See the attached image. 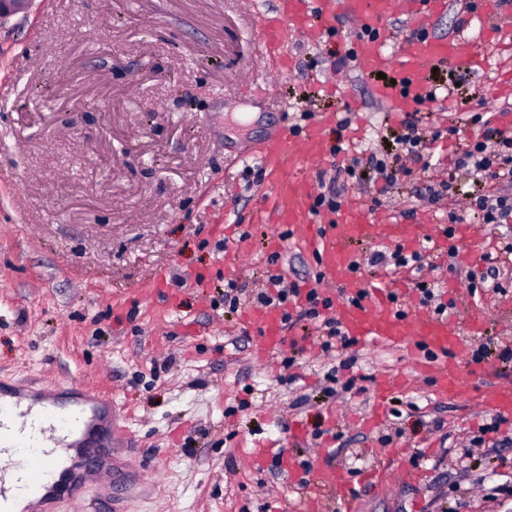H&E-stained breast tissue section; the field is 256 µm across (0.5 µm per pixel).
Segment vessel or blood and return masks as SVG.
Returning <instances> with one entry per match:
<instances>
[{"mask_svg":"<svg viewBox=\"0 0 512 512\" xmlns=\"http://www.w3.org/2000/svg\"><path fill=\"white\" fill-rule=\"evenodd\" d=\"M308 0H281L274 19L262 21L260 28L266 54L277 64L287 62L280 30L305 28ZM345 11L368 35L356 42V51L371 72L388 71L392 77L377 85L375 93L390 105L409 106L428 95L423 71L437 63L452 62L466 68H480L483 58L470 53L465 39L439 41L417 38L405 53L391 58L383 51L376 33L383 27L392 0H343ZM335 125L333 115L324 116L303 137L280 129L263 142L260 161L278 200V223L299 230L300 238L311 244L316 262L325 279L343 292L337 314L349 336L384 347L410 344L438 352L434 361L420 360L417 371L428 374L439 395L475 400L484 410L512 417V385H501L480 393L478 369L464 372L451 368L449 358L460 357L469 341L455 322L426 319L415 323L397 316L382 293L354 276L357 260L350 243L364 237L387 240L404 237L395 224H376L366 218L364 207L354 205L340 210L324 224L308 221L311 193L305 180L296 175L305 157L315 155L327 131ZM245 321L260 335V350L268 353L286 342L281 314L273 308L247 310ZM128 427L119 425L116 409L107 396L80 392L74 408L68 409L55 398H31L16 386L0 381V449L23 447L28 456L23 465L27 475L23 495L26 507L20 512H63L81 499L96 505V512H115L120 500L131 496L134 485L113 458L117 448L135 447Z\"/></svg>","mask_w":512,"mask_h":512,"instance_id":"vessel-or-blood-1","label":"vessel or blood"}]
</instances>
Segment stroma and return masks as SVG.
<instances>
[{
  "label": "stroma",
  "instance_id": "1",
  "mask_svg": "<svg viewBox=\"0 0 512 512\" xmlns=\"http://www.w3.org/2000/svg\"><path fill=\"white\" fill-rule=\"evenodd\" d=\"M276 11L277 0H34L0 21V379L75 380L131 412L142 498L129 512H299L309 488L278 467L283 451L342 473L350 497L322 493L323 512H503L512 500L491 493L512 480V418L490 431L493 413L439 398L414 375L394 394L416 409L364 423L382 378L411 373L425 348L358 343L353 367L336 371L352 390L330 398L315 323L289 329L305 350L286 365L280 352L259 354L240 313L210 306L218 286L262 288L272 271L316 285L317 263L295 238L268 263L266 240L286 227L255 217L266 193L257 144L326 112L349 118L341 153L309 168L315 182L354 157L395 158L404 132V113L374 94L377 74L356 60L332 68L358 31L344 10L317 38L288 31V66L271 74L258 23ZM419 29L465 36L487 66L425 72L436 98L417 107L422 129L455 122L459 132L431 143L424 168L399 177L370 215L442 231L453 209L502 249L512 221L477 223L467 202L485 185L459 158L485 129L473 114L512 137V100L495 93L512 73V41L450 0L420 24L398 6L383 24L385 52L400 54ZM258 86L269 104L250 98ZM442 180L448 198H418ZM404 248L423 251V272L365 266L361 276H404L412 317L427 313L417 281L431 282L448 319L485 324L457 368L474 367L483 346L491 371L480 391L512 381V363L496 358L512 348V281L472 298L487 274L481 255L460 243L452 260L426 238Z\"/></svg>",
  "mask_w": 512,
  "mask_h": 512
}]
</instances>
